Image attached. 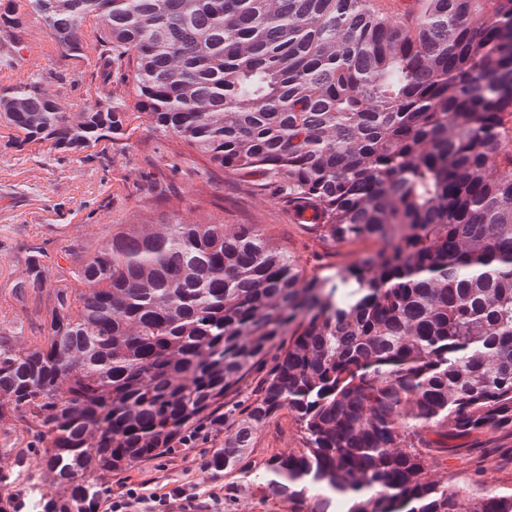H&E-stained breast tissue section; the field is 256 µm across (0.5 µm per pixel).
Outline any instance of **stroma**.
<instances>
[{"instance_id": "obj_1", "label": "stroma", "mask_w": 512, "mask_h": 512, "mask_svg": "<svg viewBox=\"0 0 512 512\" xmlns=\"http://www.w3.org/2000/svg\"><path fill=\"white\" fill-rule=\"evenodd\" d=\"M27 29L32 55L22 68L0 70V88L27 73L53 70L57 76L48 93L63 111H83L89 70L64 66L42 23L28 19ZM7 134L0 126V317L17 316L35 324L47 303L43 295L31 293L18 300L11 294L13 284L27 275L28 260L20 250L24 241L49 240L55 252L74 243L93 249L113 225L161 217L170 199L186 224L206 223L220 210L225 228L256 225L273 243L298 256L310 274L327 264H348L374 248L370 242L335 244L306 232L271 193L251 190L239 177L210 167L175 138L150 136L113 151L104 169L79 158L55 160L42 148L9 145ZM259 386V376L244 381L225 399L223 423L209 428L193 447L175 448L113 475L112 492L128 484L149 498L181 489L204 504L210 491L220 487L224 504L219 512H288L287 503L268 486L237 474L211 473L206 465L234 435ZM302 446L293 414L280 411L254 428L246 465L264 466ZM462 471L477 473L488 487L512 488V436H474L428 462V479L439 486L452 485L454 474Z\"/></svg>"}]
</instances>
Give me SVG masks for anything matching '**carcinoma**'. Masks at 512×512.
Wrapping results in <instances>:
<instances>
[{
    "instance_id": "1",
    "label": "carcinoma",
    "mask_w": 512,
    "mask_h": 512,
    "mask_svg": "<svg viewBox=\"0 0 512 512\" xmlns=\"http://www.w3.org/2000/svg\"><path fill=\"white\" fill-rule=\"evenodd\" d=\"M7 0L0 68L26 19L115 89L64 112L33 72L0 91L22 147L105 163L148 132L271 189L334 243L309 276L253 224H114L94 251L23 244L47 294L40 340L0 324V426L34 449L37 512H95L103 480L160 455L272 362L208 466L265 479L289 512H512V489L427 478L448 441L512 434V0ZM100 26L88 45L82 27ZM495 175H488L489 169ZM288 346L271 350L283 338ZM294 413L304 448L240 470L252 427ZM16 449L0 448V487ZM24 501L0 494V512Z\"/></svg>"
}]
</instances>
